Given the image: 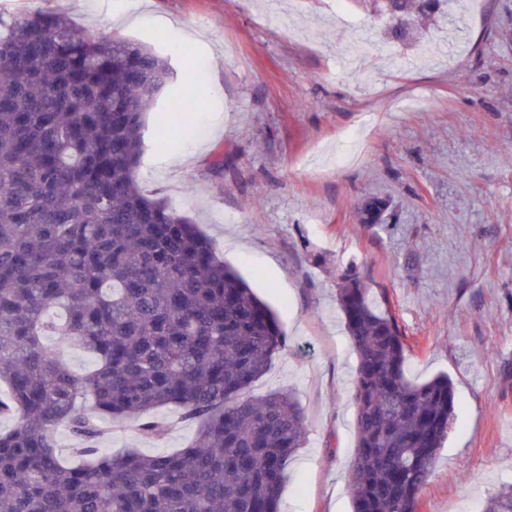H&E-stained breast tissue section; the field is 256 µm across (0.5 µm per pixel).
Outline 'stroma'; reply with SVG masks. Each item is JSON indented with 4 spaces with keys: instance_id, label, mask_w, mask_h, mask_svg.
Segmentation results:
<instances>
[{
    "instance_id": "35a3bbf8",
    "label": "stroma",
    "mask_w": 512,
    "mask_h": 512,
    "mask_svg": "<svg viewBox=\"0 0 512 512\" xmlns=\"http://www.w3.org/2000/svg\"><path fill=\"white\" fill-rule=\"evenodd\" d=\"M441 9L451 22L424 55L379 46L383 20L336 0H0L2 15L62 12L168 59L139 181L198 225L286 335L250 389L292 390L308 426L281 512H351L356 359L336 301L351 270L385 292L409 376L455 383L419 512H481L512 482V0ZM193 98L164 130V109ZM374 197L387 223H361ZM157 415L172 424L164 440L117 421L101 450L184 447L194 424Z\"/></svg>"
}]
</instances>
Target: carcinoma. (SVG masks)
Instances as JSON below:
<instances>
[{
    "instance_id": "1",
    "label": "carcinoma",
    "mask_w": 512,
    "mask_h": 512,
    "mask_svg": "<svg viewBox=\"0 0 512 512\" xmlns=\"http://www.w3.org/2000/svg\"><path fill=\"white\" fill-rule=\"evenodd\" d=\"M396 3L419 23L440 0ZM167 59L40 11L0 16V512H278L307 427L290 391L248 396L285 345L273 311L185 215L137 179ZM381 224L388 203L359 207ZM337 303L356 355L352 512H419L454 420L455 386L407 374L409 345L355 271ZM57 337V344L46 337ZM94 359L73 371L65 351ZM93 399L97 415L82 409ZM174 407L196 425L175 453L102 454L100 420L153 439ZM71 434L75 464L58 448ZM482 512H512V484Z\"/></svg>"
}]
</instances>
